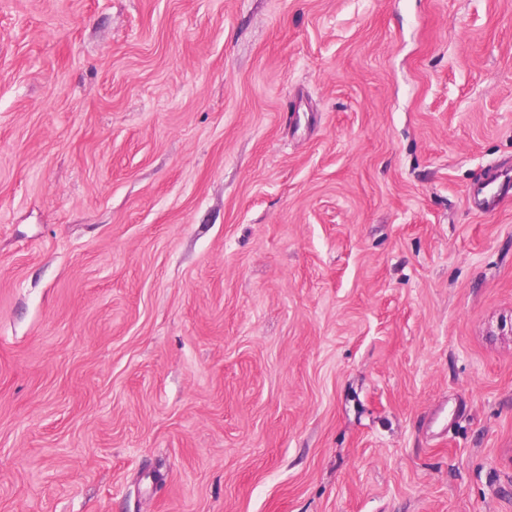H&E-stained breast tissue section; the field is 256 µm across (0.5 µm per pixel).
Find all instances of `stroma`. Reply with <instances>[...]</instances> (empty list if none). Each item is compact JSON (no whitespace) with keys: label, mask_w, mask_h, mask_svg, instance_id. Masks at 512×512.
I'll use <instances>...</instances> for the list:
<instances>
[{"label":"stroma","mask_w":512,"mask_h":512,"mask_svg":"<svg viewBox=\"0 0 512 512\" xmlns=\"http://www.w3.org/2000/svg\"><path fill=\"white\" fill-rule=\"evenodd\" d=\"M512 0H0V512H512ZM510 183L505 179L501 182L498 178L480 184L475 190V196L481 202L480 206L485 209L495 207L498 197L505 191H509Z\"/></svg>","instance_id":"obj_1"}]
</instances>
